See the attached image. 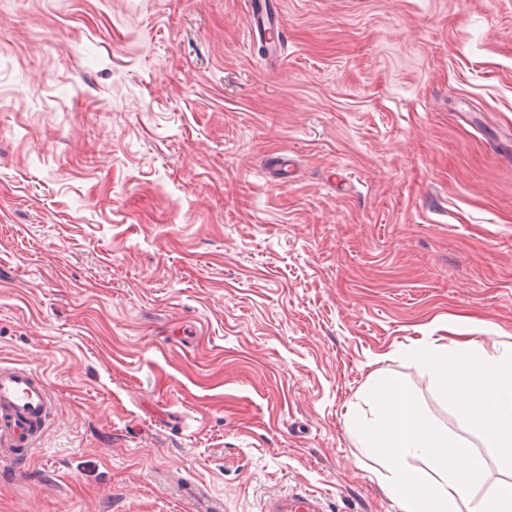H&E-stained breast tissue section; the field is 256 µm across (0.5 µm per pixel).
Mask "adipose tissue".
I'll return each instance as SVG.
<instances>
[{
  "mask_svg": "<svg viewBox=\"0 0 512 512\" xmlns=\"http://www.w3.org/2000/svg\"><path fill=\"white\" fill-rule=\"evenodd\" d=\"M413 354L440 394L512 467V343L452 338L417 346Z\"/></svg>",
  "mask_w": 512,
  "mask_h": 512,
  "instance_id": "ef3b65f1",
  "label": "adipose tissue"
}]
</instances>
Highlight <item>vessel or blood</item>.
Segmentation results:
<instances>
[{"instance_id": "1", "label": "vessel or blood", "mask_w": 512, "mask_h": 512, "mask_svg": "<svg viewBox=\"0 0 512 512\" xmlns=\"http://www.w3.org/2000/svg\"><path fill=\"white\" fill-rule=\"evenodd\" d=\"M54 409L43 376L30 368L0 364V453L34 448ZM264 512H323L312 493H284L270 499Z\"/></svg>"}]
</instances>
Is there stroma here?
I'll list each match as a JSON object with an SVG mask.
<instances>
[{
    "label": "stroma",
    "mask_w": 512,
    "mask_h": 512,
    "mask_svg": "<svg viewBox=\"0 0 512 512\" xmlns=\"http://www.w3.org/2000/svg\"><path fill=\"white\" fill-rule=\"evenodd\" d=\"M0 0V361L57 402L0 512H400L371 377L512 342V0ZM264 512H323L321 499L312 494L284 493L270 499L263 509Z\"/></svg>",
    "instance_id": "1"
}]
</instances>
